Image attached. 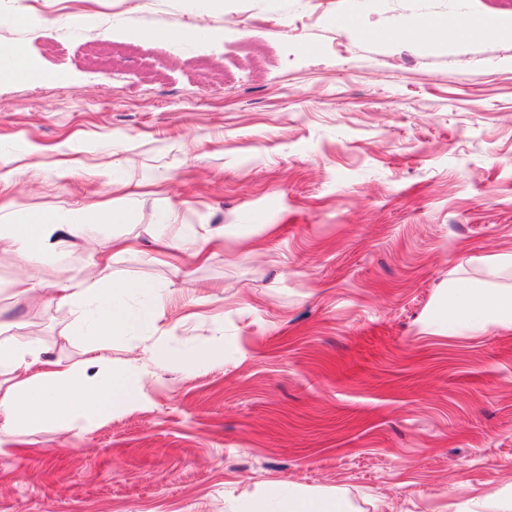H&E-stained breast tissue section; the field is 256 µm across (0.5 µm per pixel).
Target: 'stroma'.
I'll list each match as a JSON object with an SVG mask.
<instances>
[{"label": "stroma", "mask_w": 512, "mask_h": 512, "mask_svg": "<svg viewBox=\"0 0 512 512\" xmlns=\"http://www.w3.org/2000/svg\"><path fill=\"white\" fill-rule=\"evenodd\" d=\"M461 10L512 22V0H0V48L40 75L0 74V225L120 213L31 266L1 243L0 330L81 364L69 307L10 284L94 285L118 238L164 348L224 345L90 429L1 439L0 512H281L293 490L446 512L512 484V330H422L449 279L512 253V37L404 33ZM221 227L206 260L150 257Z\"/></svg>", "instance_id": "1"}]
</instances>
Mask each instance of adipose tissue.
I'll return each mask as SVG.
<instances>
[{
	"mask_svg": "<svg viewBox=\"0 0 512 512\" xmlns=\"http://www.w3.org/2000/svg\"><path fill=\"white\" fill-rule=\"evenodd\" d=\"M80 231V225L44 215L27 224H1L0 242L9 243L31 263L55 252L64 237L78 236ZM482 264L481 279L449 282L447 295L423 324L428 335L468 341L512 329V289L491 285L493 279L512 272V254L488 256ZM122 287L147 297L135 314L114 303V294ZM12 288L30 302H77L75 327L84 342L85 359L77 366L50 358L36 336H0V435L42 425L63 433L92 427L113 407L146 401L145 385L155 380L159 365L182 362L181 356L150 344L143 347L141 357L118 369L112 366L108 352L113 340L129 337L138 325L156 326L163 316L161 300L153 296L151 285L124 284L106 274L93 288L75 279L46 288L27 275L17 278Z\"/></svg>",
	"mask_w": 512,
	"mask_h": 512,
	"instance_id": "obj_1",
	"label": "adipose tissue"
}]
</instances>
